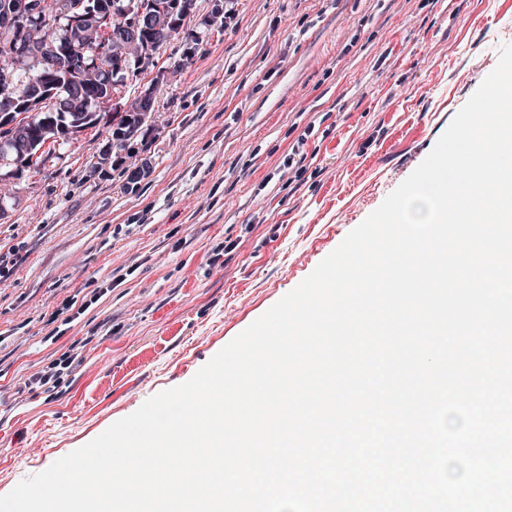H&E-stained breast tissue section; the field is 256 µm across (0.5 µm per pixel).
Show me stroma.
I'll use <instances>...</instances> for the list:
<instances>
[{"label": "stroma", "mask_w": 512, "mask_h": 512, "mask_svg": "<svg viewBox=\"0 0 512 512\" xmlns=\"http://www.w3.org/2000/svg\"><path fill=\"white\" fill-rule=\"evenodd\" d=\"M213 5L194 0L95 127L44 164L0 160V246L23 256L0 282V495L189 381L305 279L430 153L512 27V0ZM148 88L155 113L110 148ZM72 351L54 392L26 386Z\"/></svg>", "instance_id": "35a3bbf8"}]
</instances>
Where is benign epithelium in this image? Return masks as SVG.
Here are the masks:
<instances>
[{
    "instance_id": "1",
    "label": "benign epithelium",
    "mask_w": 512,
    "mask_h": 512,
    "mask_svg": "<svg viewBox=\"0 0 512 512\" xmlns=\"http://www.w3.org/2000/svg\"><path fill=\"white\" fill-rule=\"evenodd\" d=\"M179 3L149 4L132 0L125 8L130 20L113 28L112 0H96L93 10L83 12L77 0H62L60 3L48 0H6L0 4V87L9 90L12 96L0 102V130L15 147L32 141L33 127L22 123L15 113L36 115L43 111L52 93L44 88L35 89L15 80V73L21 63L26 62L41 70V78H53L67 70L75 75L70 98V109L74 120L69 126L45 139V142L69 137L83 122V89L95 85L105 90L104 103L116 100L112 94V60L119 55L132 54L140 60L150 59L162 40L152 43L145 39L149 30L165 35L182 24ZM69 22L71 40L81 43H97L95 60L90 61L80 54L63 55L59 44L44 34L45 24L55 18Z\"/></svg>"
}]
</instances>
